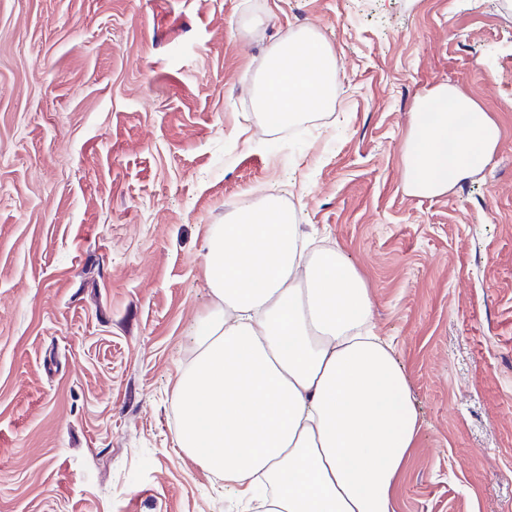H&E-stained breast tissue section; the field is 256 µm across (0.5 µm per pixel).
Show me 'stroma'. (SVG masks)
Returning <instances> with one entry per match:
<instances>
[{
    "label": "stroma",
    "instance_id": "obj_1",
    "mask_svg": "<svg viewBox=\"0 0 512 512\" xmlns=\"http://www.w3.org/2000/svg\"><path fill=\"white\" fill-rule=\"evenodd\" d=\"M336 104L263 126L300 30ZM475 98L477 176L404 185L416 100ZM274 196L363 276L420 421L394 512H512V0H0V512H241L179 448L204 241Z\"/></svg>",
    "mask_w": 512,
    "mask_h": 512
}]
</instances>
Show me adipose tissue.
Wrapping results in <instances>:
<instances>
[{
	"label": "adipose tissue",
	"mask_w": 512,
	"mask_h": 512,
	"mask_svg": "<svg viewBox=\"0 0 512 512\" xmlns=\"http://www.w3.org/2000/svg\"><path fill=\"white\" fill-rule=\"evenodd\" d=\"M268 129L336 101V57L310 32L276 45L254 85ZM501 139L474 98L419 97L405 185L434 196L480 173ZM213 297L178 381L177 444L221 474L248 512H393L419 419L391 344L370 326L364 279L333 248L308 252L279 199L231 214L204 243Z\"/></svg>",
	"instance_id": "obj_1"
}]
</instances>
